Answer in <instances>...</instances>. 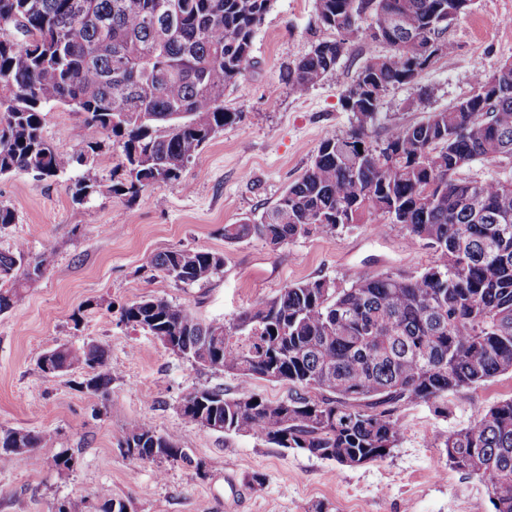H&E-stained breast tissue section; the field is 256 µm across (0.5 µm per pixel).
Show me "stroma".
Masks as SVG:
<instances>
[{
	"label": "stroma",
	"instance_id": "obj_1",
	"mask_svg": "<svg viewBox=\"0 0 512 512\" xmlns=\"http://www.w3.org/2000/svg\"><path fill=\"white\" fill-rule=\"evenodd\" d=\"M331 36L316 21L315 0H274L255 35L246 77L224 93V109L236 113L235 122L177 181L155 184L134 203L106 191L75 203L71 172L47 180L0 176V205L15 213L14 224L0 230V250L20 243L33 259L52 253L46 273L26 283L22 300L0 313V429L52 435L36 451L38 473L22 463L0 465V512H52L57 500L91 498L102 488L126 512H314L319 506L324 512H493L483 482L451 468L440 445L468 423L475 406L511 397L512 374L449 394L444 416L425 406L401 410L398 447L382 461L348 467L187 424L177 411L187 392L220 386L234 395L242 380L191 365L119 320L120 306L152 296L228 324L292 282L319 276L347 285L367 273L416 274L434 263L432 249L409 245L401 226L382 234L373 220L276 249L258 238L224 240L225 225L261 211L309 168L325 134L345 135L353 121L343 106L346 88L369 54L389 51L384 44L352 42L314 87L293 94L283 71L312 43ZM447 37L452 54L382 96L373 141L448 109L472 94L476 73L512 59V0H474ZM43 118L44 134L57 149L78 151L74 131L82 113L56 106ZM173 248L223 254L224 266L193 286L152 274L149 256ZM63 343L108 350L107 396L81 389L92 374L88 366L41 372L39 356ZM143 418L180 440L188 461L140 462L126 455L121 431ZM61 454L73 457V469L56 466Z\"/></svg>",
	"mask_w": 512,
	"mask_h": 512
}]
</instances>
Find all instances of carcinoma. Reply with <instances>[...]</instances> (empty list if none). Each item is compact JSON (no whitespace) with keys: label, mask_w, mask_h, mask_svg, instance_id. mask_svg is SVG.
I'll list each match as a JSON object with an SVG mask.
<instances>
[{"label":"carcinoma","mask_w":512,"mask_h":512,"mask_svg":"<svg viewBox=\"0 0 512 512\" xmlns=\"http://www.w3.org/2000/svg\"><path fill=\"white\" fill-rule=\"evenodd\" d=\"M273 0H0V176L45 180L74 167L73 200L101 192L95 161L101 136L121 143L124 171L109 191L128 202L148 187L176 181L183 168L236 113L224 92L251 65L255 34ZM473 0H316L318 23L334 38L314 43L283 79L306 93L336 67L348 45L383 42L343 100L355 119L343 136L325 135L310 167L277 201L224 225L231 244L260 238L277 248L312 233L336 234L366 215L399 224L414 245L436 255L418 274H366L348 286L325 277L290 283L235 322H204L183 305L144 297L120 307V321L152 336L179 337L180 356L248 382L288 383L268 399L249 388L229 397L209 387L224 433L299 448L343 466L386 458L398 447V412L425 405L448 413V394L512 373V67L480 76L473 93L426 119L393 128L380 143L369 132L382 94L408 84L454 45L451 23ZM177 16L170 33L162 28ZM495 82L492 101L480 90ZM86 114L80 150L62 152L45 137L54 105ZM363 150H358L357 145ZM497 168L462 177L474 163ZM31 263L23 245L0 251V312L21 299L23 283L50 265ZM224 255L174 249L147 268L178 284L210 281ZM221 352L216 364L204 346ZM41 371L93 370L81 388L108 394L112 365L99 345L62 344L42 353ZM52 436L0 431V463L38 465L35 449ZM120 445L172 463L189 461L180 441L147 419L123 429ZM449 465L484 483L494 512H512V397L477 406L442 443ZM85 497L57 501L55 512H91Z\"/></svg>","instance_id":"obj_1"}]
</instances>
